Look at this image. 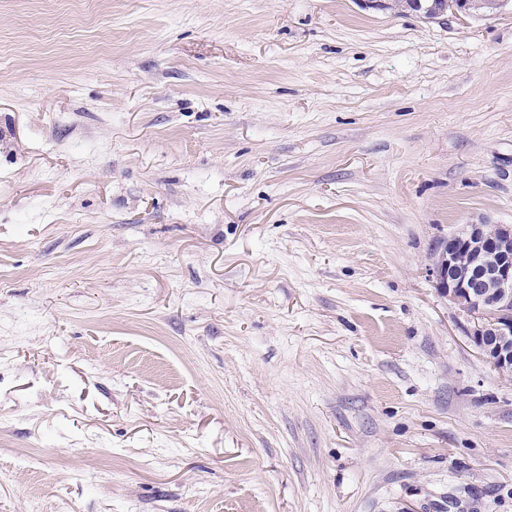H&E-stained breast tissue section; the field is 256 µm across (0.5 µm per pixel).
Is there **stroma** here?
I'll return each instance as SVG.
<instances>
[{"mask_svg": "<svg viewBox=\"0 0 512 512\" xmlns=\"http://www.w3.org/2000/svg\"><path fill=\"white\" fill-rule=\"evenodd\" d=\"M481 217L512 9L0 0V512H512ZM429 275L473 323L480 355L512 377V224H463L448 236Z\"/></svg>", "mask_w": 512, "mask_h": 512, "instance_id": "obj_1", "label": "stroma"}]
</instances>
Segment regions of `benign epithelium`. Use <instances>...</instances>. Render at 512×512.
Returning <instances> with one entry per match:
<instances>
[{
    "label": "benign epithelium",
    "instance_id": "obj_1",
    "mask_svg": "<svg viewBox=\"0 0 512 512\" xmlns=\"http://www.w3.org/2000/svg\"><path fill=\"white\" fill-rule=\"evenodd\" d=\"M438 291L473 323L480 355L512 377V224L481 218L448 236L429 268Z\"/></svg>",
    "mask_w": 512,
    "mask_h": 512
}]
</instances>
